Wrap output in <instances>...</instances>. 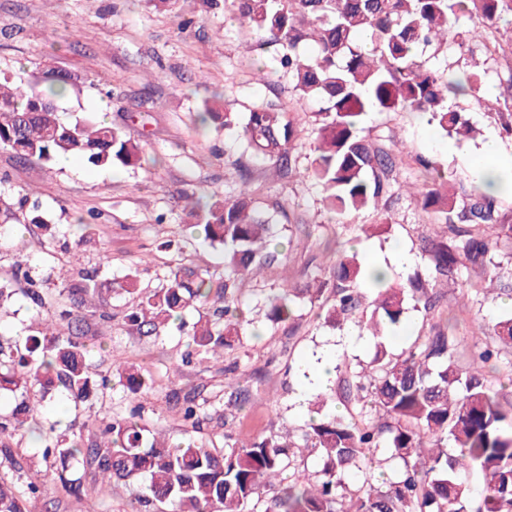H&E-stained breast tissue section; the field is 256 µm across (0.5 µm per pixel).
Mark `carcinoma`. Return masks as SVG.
I'll list each match as a JSON object with an SVG mask.
<instances>
[{"instance_id": "carcinoma-1", "label": "carcinoma", "mask_w": 512, "mask_h": 512, "mask_svg": "<svg viewBox=\"0 0 512 512\" xmlns=\"http://www.w3.org/2000/svg\"><path fill=\"white\" fill-rule=\"evenodd\" d=\"M238 18L260 32L250 47L288 72L303 99L320 104L314 158L305 175L318 181L330 213L341 222L347 215L390 199L395 162L389 152L372 146L358 128L366 112H422L451 135L469 130L463 112L448 108L447 92L475 94L482 76L471 73L450 80L433 71L422 58L436 41L459 40L456 20L468 14L481 20L476 42L490 51L484 32L505 12L512 0H231ZM311 44V55L298 48ZM202 126L217 124L236 130L254 156L289 160L293 129L273 105L256 107L239 123V113L220 112L206 104L197 113ZM0 147L17 157L43 164L82 157L95 166L118 162L140 163L137 143L121 129L98 119L64 120L51 96L37 82L0 81ZM424 209L443 217L441 231L423 240L431 277L416 271L405 283L377 289L374 309L366 325L378 339L371 360L353 369L347 402L369 405L377 420L363 424L336 415L310 419L299 441L274 436L248 442H224V448L185 438L170 443L151 434L141 413L98 428L94 439L51 436L43 460L60 461L58 478L78 495L79 479L66 472L71 465L92 466L101 480L139 484L137 502L144 512H512V420L497 400L484 371L485 364L512 349V317L493 328L495 344L472 359L459 348L448 328L433 325L398 356L381 338L385 329L400 323L406 310L428 313L441 298L437 287L457 282L461 268L487 269L495 262L501 241H512V224L499 220L497 195L474 187L463 201L451 192L419 193ZM197 226L211 243L224 246V281L177 266L152 289L138 287L132 275L119 290L135 298L125 319L143 336L160 333L171 321L183 320L186 310L198 312L187 331L188 350L182 362L224 354L251 325L240 309L235 281L271 265L269 249L273 217L256 209L247 188L231 200L220 199L197 214ZM330 279L303 288H285L269 298V320L291 322L300 302L331 296L325 320L336 323L352 317L371 279L356 256L332 258ZM27 295L35 318L46 302L32 280ZM98 271L64 287L71 308L43 322L23 348L0 347V393L15 396L11 417L0 421V453L11 455L1 436L32 431L30 421L38 405L55 393L76 401L87 399L96 381L87 363L74 310L95 300L101 321L112 322V307L101 296ZM120 383L137 393L154 386L153 377L131 364L116 368ZM182 418L195 428L201 420L196 392L183 397ZM453 445L457 454L448 453ZM292 448L316 455L318 469L304 475L269 499L265 488L276 485ZM380 448L401 462L399 475L376 482L369 475L352 490L347 482L359 460ZM478 472L487 491L471 495L461 472ZM40 488L27 484V494L0 481V512H41L35 502Z\"/></svg>"}]
</instances>
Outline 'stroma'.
Instances as JSON below:
<instances>
[{
    "instance_id": "1",
    "label": "stroma",
    "mask_w": 512,
    "mask_h": 512,
    "mask_svg": "<svg viewBox=\"0 0 512 512\" xmlns=\"http://www.w3.org/2000/svg\"><path fill=\"white\" fill-rule=\"evenodd\" d=\"M258 37L232 10L212 8L208 0H0V76L28 79L42 70L69 72L73 86L54 98L60 114L67 119L103 115L105 121L121 124L125 136L143 149L140 166L132 168L97 167L83 160L74 167L48 166L20 161L11 150L0 148V281L16 289L9 306L0 310V342L20 341L35 332L27 284L14 278L15 257L27 258L30 277L43 282L46 309L52 313L68 303L61 287L77 275L69 262L70 252L77 250L82 267L98 269L102 295L112 305L108 326L90 310L82 312L93 372L110 373L113 360L120 359L156 381L154 388L137 394L112 383L85 402L56 395L38 412L37 427L56 436L84 434L92 424L110 422L138 407L151 429L174 441L183 437L185 427L173 395L195 390L208 401L198 441L220 445L228 434L243 441L286 431L297 435L313 416L303 387L315 364L325 358L330 369L321 389L329 399L323 411L346 414L342 380L347 367L370 360L372 336L353 320L325 323L320 306L307 302L293 324H272L265 317L264 295L285 284L301 288L328 276L325 256L330 251L407 252L409 262L391 270L393 283L416 271L427 272L421 238L438 230L441 218L424 211L404 191L408 184L433 188L432 175L420 159L447 172L453 191L461 195L476 183L478 148L487 137H495L504 154H512V135L501 127L506 109L502 84L512 77L509 13L489 33L499 47L496 54L476 49L463 55L452 42L428 48L425 54L439 72L481 73L479 98L453 95L448 100L465 113L471 137L450 138L417 112L366 114L362 127L367 139L387 149L397 141L405 145L393 173L391 227L378 230L379 217L371 208L336 223L323 205L321 187L301 175L313 159L318 106L300 103L287 73L260 66L247 53V45ZM213 99L236 112L276 104L295 130L291 171L252 157L241 139L219 126L199 129L195 115ZM244 181L255 205L284 224L283 249L259 276L236 283L254 330L223 358L185 365L181 357L189 338L184 326L197 319V312H186L183 322L170 323L160 336L146 337L124 320L130 296L113 293L111 285L134 274L140 287L153 288L180 264L222 274L224 249L196 235L191 207L214 195L231 198ZM29 188L36 190V197L21 201ZM37 214L53 225V235L32 224ZM510 316L511 298L471 288L462 278L456 287L445 289L434 314L408 311L403 324L390 331L387 344L391 353L401 354L417 331L447 319L470 353L491 341L477 331L478 321L492 325ZM228 369L249 393L237 408L224 405ZM30 468L41 473L42 512H139L127 486L100 484L87 469L74 472L82 494L68 493L55 468L46 467L34 434L18 438L12 458L0 455V477L14 480Z\"/></svg>"
}]
</instances>
